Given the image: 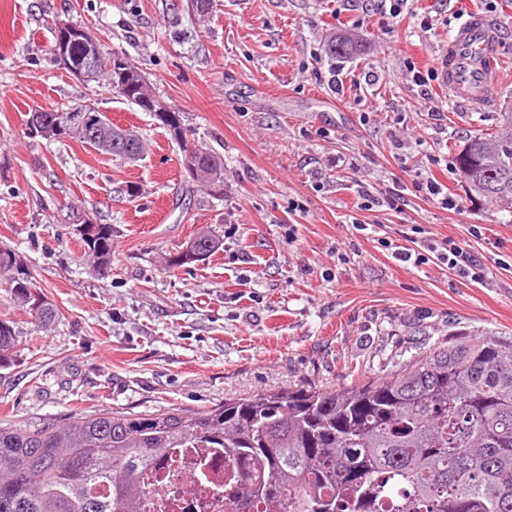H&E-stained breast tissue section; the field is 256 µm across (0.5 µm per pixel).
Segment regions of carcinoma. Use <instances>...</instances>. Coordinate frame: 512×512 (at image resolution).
Returning a JSON list of instances; mask_svg holds the SVG:
<instances>
[{"mask_svg":"<svg viewBox=\"0 0 512 512\" xmlns=\"http://www.w3.org/2000/svg\"><path fill=\"white\" fill-rule=\"evenodd\" d=\"M356 46L330 38L334 59ZM93 80L144 108L140 89L154 93L132 63ZM87 102L30 112L25 134L67 138L102 154L136 158L147 144L104 114L81 127ZM59 120L38 137L35 121ZM173 138L193 150L200 177L191 182L219 194L224 161L211 147ZM474 200L512 213V137L475 136L457 155ZM93 270L112 258V225H82ZM220 242L206 232L171 257L173 267L204 259ZM0 284L44 327L58 317L34 304L42 291L27 265L0 246ZM17 335L0 319V366L11 361ZM173 448H222L226 512H512V343L458 337L396 365L384 378L336 389L317 386L226 399L200 412L164 409L136 414L102 410L37 428L0 425V512H143L142 469Z\"/></svg>","mask_w":512,"mask_h":512,"instance_id":"1","label":"carcinoma"}]
</instances>
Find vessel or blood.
<instances>
[{
	"mask_svg": "<svg viewBox=\"0 0 512 512\" xmlns=\"http://www.w3.org/2000/svg\"><path fill=\"white\" fill-rule=\"evenodd\" d=\"M500 40L499 30L483 14L464 17L435 62L441 85L467 105L489 102L500 73Z\"/></svg>",
	"mask_w": 512,
	"mask_h": 512,
	"instance_id": "1",
	"label": "vessel or blood"
}]
</instances>
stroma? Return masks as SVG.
Returning <instances> with one entry per match:
<instances>
[{
	"label": "stroma",
	"instance_id": "obj_1",
	"mask_svg": "<svg viewBox=\"0 0 512 512\" xmlns=\"http://www.w3.org/2000/svg\"><path fill=\"white\" fill-rule=\"evenodd\" d=\"M468 9L499 26L508 62L476 110L447 88L417 86L407 70L430 68ZM427 14L437 19L429 31ZM58 17L149 73L185 127L223 155V195L188 188L177 144L150 113L60 69ZM334 33L353 35L356 53L329 58L323 42ZM511 99L512 0H409L393 20L372 0H214L201 22L181 0H0V245L60 312L37 329L0 287V318L19 336L0 367V423L200 411L270 389L382 378L460 333L512 343V215L472 201L456 167L431 161L473 136L512 134ZM78 101L136 127L145 157L25 137L28 111ZM425 177L447 187L456 209L411 192L395 210L356 207L359 184ZM77 210L112 227L105 274L84 259L68 221ZM415 224L469 245L484 282L378 247L381 236L406 245ZM202 230L220 250L168 267Z\"/></svg>",
	"mask_w": 512,
	"mask_h": 512
}]
</instances>
